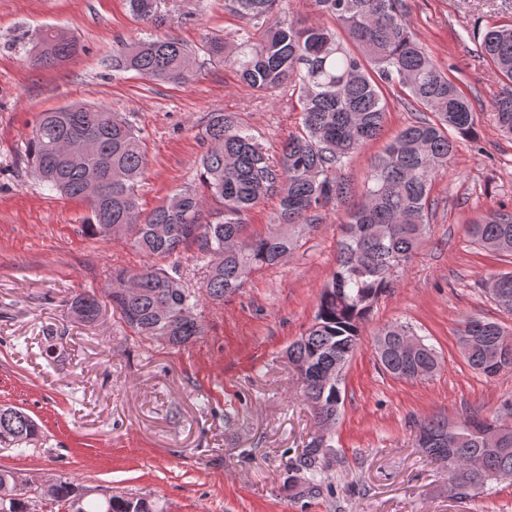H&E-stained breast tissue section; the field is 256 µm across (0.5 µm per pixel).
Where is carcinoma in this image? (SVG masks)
I'll list each match as a JSON object with an SVG mask.
<instances>
[{"instance_id": "carcinoma-1", "label": "carcinoma", "mask_w": 512, "mask_h": 512, "mask_svg": "<svg viewBox=\"0 0 512 512\" xmlns=\"http://www.w3.org/2000/svg\"><path fill=\"white\" fill-rule=\"evenodd\" d=\"M278 0H232L234 11L261 31L242 38L234 59L240 80L252 90L273 97L288 88L298 96L301 128L288 135L278 160H270L255 137L231 113L216 112L205 129L210 147L202 156L204 190L185 189L143 213L139 187L147 167L140 130L100 105L76 103L44 112L27 140V163L35 177L52 192L85 203L90 211L87 232L124 238L149 259L177 257L193 246L204 262L205 295L220 302L241 288L257 267L279 264L292 250L291 231L311 229L321 211L334 203L346 207L337 242L336 268L323 288L311 326L286 350L288 362L300 374L304 397L315 408V424L329 430L340 413L342 377L336 368L349 362L360 328L374 303L393 285V277L413 257L429 229V199L433 181L448 167L455 141L474 135L477 116L469 100L423 48L406 19L404 0H314L336 22L299 26L271 20ZM143 21L159 27L158 0H128ZM479 47L499 74L512 82V26L488 27L479 33ZM79 50L66 32L44 29L32 39L34 63L52 65ZM195 54L171 36H151L120 42L112 53V69L133 70L153 80L187 83L195 75ZM400 86L405 105L417 116L375 159L363 190L351 201V185L339 172L354 155L377 139L388 112L384 91ZM501 134L512 138V93L499 98L487 113ZM88 140L94 151L73 157L69 145ZM96 172L101 191L90 189L88 171ZM275 196L274 224L260 236L247 234L245 215ZM220 206L221 219L206 220L207 200ZM166 224L170 234L155 236ZM472 243L512 256V211L493 210L467 225ZM498 293L492 299L512 314V271L492 277ZM107 302L82 293L72 298L70 313L93 326L111 304L136 333L154 339L168 337L173 347L186 346L204 335L195 316L200 295L187 287L178 265L146 264L136 271H112ZM409 335L391 325L378 333L376 352L383 368L397 378L413 379L440 365L437 352L422 344L415 354L392 337ZM458 344L473 370L494 377L503 372L502 352L512 350V336L494 321L469 317ZM439 437L425 453L443 464L449 457L478 455L480 471L448 475L470 491L492 483L499 470L512 471V426L497 441L462 430L448 433V420L424 419L417 440ZM41 436L37 422L13 406L0 405V450L21 449ZM331 445L325 435L311 439L289 468L288 488L299 496L323 492ZM163 512L147 497L99 495L96 488L60 475L45 488L22 482L0 468V512Z\"/></svg>"}]
</instances>
